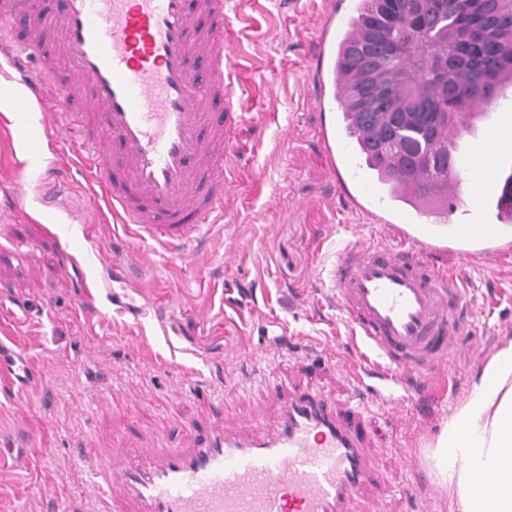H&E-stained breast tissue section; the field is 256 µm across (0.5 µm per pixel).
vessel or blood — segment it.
Segmentation results:
<instances>
[{
    "instance_id": "1",
    "label": "vessel or blood",
    "mask_w": 512,
    "mask_h": 512,
    "mask_svg": "<svg viewBox=\"0 0 512 512\" xmlns=\"http://www.w3.org/2000/svg\"><path fill=\"white\" fill-rule=\"evenodd\" d=\"M240 0H0V76L14 83V133L35 147L49 116L55 141L100 178L113 216L140 240L191 255L224 214L237 161L232 131L239 63L226 32ZM332 9L314 25L312 63L358 39ZM39 121H31L30 110ZM344 113L324 117L318 143L329 181L356 178ZM512 115L471 112L448 130V177L415 203L414 223L510 224L501 197ZM436 243L395 250L346 239L317 271L352 331L354 385L378 376L427 388L454 355L470 293L435 266ZM376 455L353 413L318 391L282 394L273 426L211 422L192 448L113 458L94 470L100 512H357Z\"/></svg>"
}]
</instances>
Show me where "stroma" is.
<instances>
[{
	"label": "stroma",
	"instance_id": "35a3bbf8",
	"mask_svg": "<svg viewBox=\"0 0 512 512\" xmlns=\"http://www.w3.org/2000/svg\"><path fill=\"white\" fill-rule=\"evenodd\" d=\"M321 0H242L227 41L241 64L244 124L222 226L195 256L157 253L94 204L72 154L45 150L37 182L0 108V349L34 379L17 390L0 368V512H95L96 452L191 447L183 425L204 402H230L228 422L277 420L281 389L301 383L355 401L351 330L316 270L351 233L407 248L401 219L371 224L328 182L316 140L320 109L307 69ZM135 245L134 286L113 279V251ZM233 263H226V256ZM435 263L472 294L456 361L420 394L369 377L363 425L376 451L378 512H449L427 445L469 393L484 362L512 340V254ZM37 296L32 319L16 300ZM399 398L392 412L376 396Z\"/></svg>",
	"mask_w": 512,
	"mask_h": 512
}]
</instances>
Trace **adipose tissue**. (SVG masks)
I'll return each mask as SVG.
<instances>
[{"label":"adipose tissue","mask_w":512,"mask_h":512,"mask_svg":"<svg viewBox=\"0 0 512 512\" xmlns=\"http://www.w3.org/2000/svg\"><path fill=\"white\" fill-rule=\"evenodd\" d=\"M408 231L427 234L422 224L409 225ZM503 235L512 237V226L451 224L430 237L479 250ZM426 460L448 494L450 512H512V341L484 363L466 398L428 444Z\"/></svg>","instance_id":"adipose-tissue-1"}]
</instances>
